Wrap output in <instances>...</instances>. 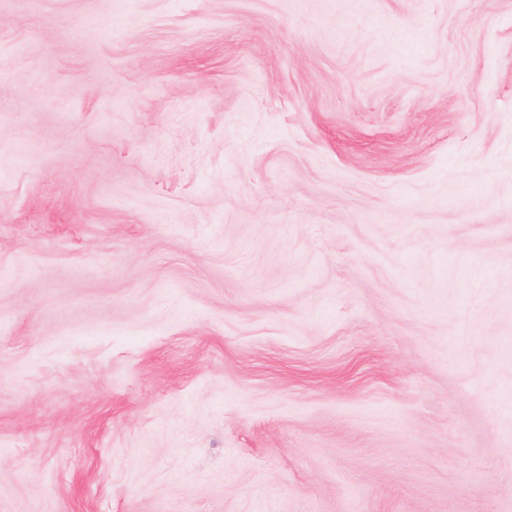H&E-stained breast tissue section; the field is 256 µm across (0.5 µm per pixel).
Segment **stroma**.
<instances>
[{
    "label": "stroma",
    "mask_w": 512,
    "mask_h": 512,
    "mask_svg": "<svg viewBox=\"0 0 512 512\" xmlns=\"http://www.w3.org/2000/svg\"><path fill=\"white\" fill-rule=\"evenodd\" d=\"M0 512H512V0H0Z\"/></svg>",
    "instance_id": "1"
}]
</instances>
